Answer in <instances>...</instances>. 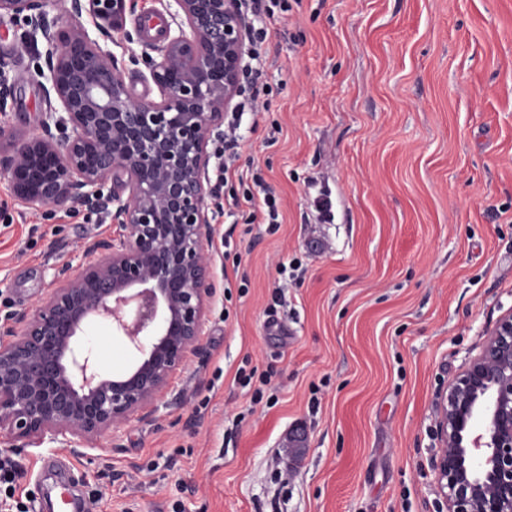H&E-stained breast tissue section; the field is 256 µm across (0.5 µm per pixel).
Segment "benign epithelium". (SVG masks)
<instances>
[{"instance_id": "benign-epithelium-1", "label": "benign epithelium", "mask_w": 512, "mask_h": 512, "mask_svg": "<svg viewBox=\"0 0 512 512\" xmlns=\"http://www.w3.org/2000/svg\"><path fill=\"white\" fill-rule=\"evenodd\" d=\"M135 0H65L74 22L42 0H0L45 48L60 111L42 133L18 137L8 122L0 67V176L26 208L106 211L116 231L85 244L86 262L58 269L40 304L0 324V451L56 442L74 453L129 424L152 419L173 375L202 355L201 337L220 287L211 248L220 186L209 150L239 90L251 21L239 0H159L176 5V31L151 47L158 98L134 95L107 42ZM89 15L92 35L79 19ZM105 321L137 351L129 369L102 373L80 341ZM432 461L447 512H512V310L502 316L442 396Z\"/></svg>"}]
</instances>
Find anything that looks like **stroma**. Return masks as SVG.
<instances>
[{
    "mask_svg": "<svg viewBox=\"0 0 512 512\" xmlns=\"http://www.w3.org/2000/svg\"><path fill=\"white\" fill-rule=\"evenodd\" d=\"M288 3L267 48L268 110L235 161L261 169L280 225L217 215L204 361L175 375L155 419L79 455L24 448L0 512H50L60 482L93 512H443L440 393L512 310V0ZM157 7L137 0L107 34L148 98L138 19ZM24 30L0 16L8 120L32 135L59 104ZM1 206L0 321L112 230L106 213L28 210L0 176ZM84 337L105 373L138 358L105 323ZM268 369V387L249 377Z\"/></svg>",
    "mask_w": 512,
    "mask_h": 512,
    "instance_id": "stroma-1",
    "label": "stroma"
}]
</instances>
